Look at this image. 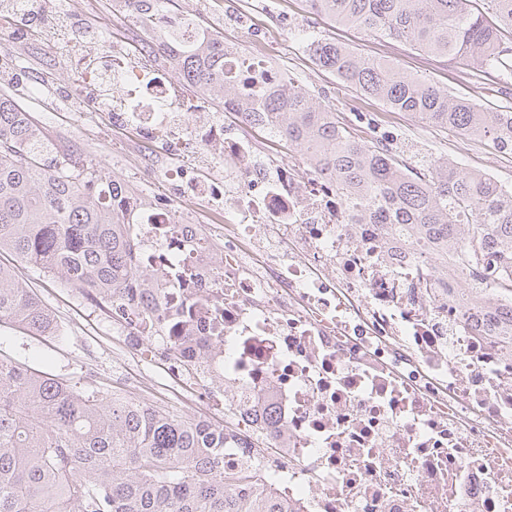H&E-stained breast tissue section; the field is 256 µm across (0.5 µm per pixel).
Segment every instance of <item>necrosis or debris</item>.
Returning a JSON list of instances; mask_svg holds the SVG:
<instances>
[{
	"label": "necrosis or debris",
	"instance_id": "1",
	"mask_svg": "<svg viewBox=\"0 0 512 512\" xmlns=\"http://www.w3.org/2000/svg\"><path fill=\"white\" fill-rule=\"evenodd\" d=\"M275 55L227 61L241 83L275 87ZM76 72L122 87L113 123L163 133L178 157L164 180L224 214L215 237L143 203L150 303L124 342L164 360L187 413L224 412L225 470L251 472L290 512H512V344L474 322L511 312L512 294L447 288L430 250L362 223L310 160L264 158L124 55Z\"/></svg>",
	"mask_w": 512,
	"mask_h": 512
}]
</instances>
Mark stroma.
<instances>
[{"label": "stroma", "mask_w": 512, "mask_h": 512, "mask_svg": "<svg viewBox=\"0 0 512 512\" xmlns=\"http://www.w3.org/2000/svg\"><path fill=\"white\" fill-rule=\"evenodd\" d=\"M66 17L94 27L105 45L125 51L134 45L131 23L119 0H58ZM178 10L203 27L224 33L228 42L248 51L270 42L278 48V64L312 95L333 103L340 121L358 136H377L390 143L400 159L420 156L450 160L458 166L491 175L512 187V154L486 141H472L441 128L417 122L407 114L368 99L324 70L311 56L306 37L317 33L354 46L365 55L386 61L402 73L429 78L452 95L483 108L512 106V82H480L472 67L437 61L388 39H370L356 30L331 24L308 13L304 0H178ZM51 32H19L14 17L0 12V92L16 94L40 126L59 144L89 161L104 179L122 181L161 199L175 198L176 189L159 177L151 159L159 138L134 127L115 126L97 99L70 93L73 52L53 48ZM30 282L56 315L53 336H30L0 327V350L53 374L82 383L96 381L115 393L137 400L161 398L159 366L140 367L123 355V339L110 317L102 314L78 289L55 277L31 273Z\"/></svg>", "instance_id": "obj_1"}]
</instances>
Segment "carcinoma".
Masks as SVG:
<instances>
[{"label":"carcinoma","instance_id":"1","mask_svg":"<svg viewBox=\"0 0 512 512\" xmlns=\"http://www.w3.org/2000/svg\"><path fill=\"white\" fill-rule=\"evenodd\" d=\"M311 13L371 38L391 39L449 62L471 60L480 77L512 75V0H305ZM126 14L169 18L139 41L148 60L168 64L181 89L216 111L237 99L287 147H305L321 175L361 207L368 224L405 231L435 250L453 273L512 293V190L451 161L402 164L377 139H355L331 104L287 76L278 89L227 79L224 55L240 47L192 25L176 0H126ZM193 26L194 36L182 32ZM317 65L365 97L512 154V110L487 111L426 77L405 75L357 48L315 38ZM141 204L127 184L61 151L16 97L0 93V326L51 336L49 307L4 257L30 263L85 292L106 313L138 305L119 290L135 269L131 213ZM226 425L187 419L169 407L121 397L99 385L33 370L0 353V512H288L268 486L224 471Z\"/></svg>","mask_w":512,"mask_h":512}]
</instances>
